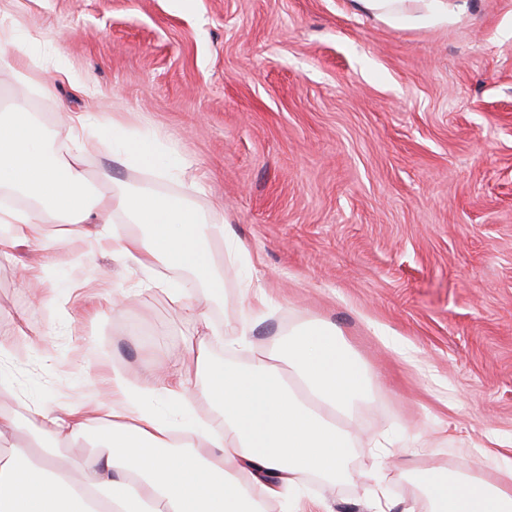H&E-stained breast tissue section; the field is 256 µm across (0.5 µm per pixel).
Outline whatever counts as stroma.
<instances>
[{
  "label": "stroma",
  "instance_id": "stroma-1",
  "mask_svg": "<svg viewBox=\"0 0 512 512\" xmlns=\"http://www.w3.org/2000/svg\"><path fill=\"white\" fill-rule=\"evenodd\" d=\"M87 85L28 86L0 70V105L24 91L44 128L65 113H121L160 149L181 155L204 213L224 219L254 261L268 307L248 321L237 267L224 298L188 318L142 272L78 234L64 260L43 265L36 245L0 264V331H25L7 361L20 395L50 405L113 368L169 361L206 326L216 361L250 325L256 348L319 319L336 325L371 378L354 415L360 443L344 478L305 477L334 512H368L382 482L409 498L407 463L472 467L488 480L484 448L512 442V0H448L444 25H405L355 0H0ZM90 176L110 169L132 186L179 195L183 185L119 164L100 145ZM38 267L39 293L15 286ZM127 289L118 306L68 318L74 294ZM56 298L46 306L43 295ZM401 448L377 461L385 431Z\"/></svg>",
  "mask_w": 512,
  "mask_h": 512
}]
</instances>
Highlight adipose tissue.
<instances>
[{"mask_svg": "<svg viewBox=\"0 0 512 512\" xmlns=\"http://www.w3.org/2000/svg\"><path fill=\"white\" fill-rule=\"evenodd\" d=\"M359 2L392 21H448V0ZM33 41L0 18V69L52 68L59 81L76 82L52 55H17ZM94 132L118 162L176 176L186 194L134 190L106 171L90 178L81 157ZM0 189L27 201L0 207V259H13L23 242L56 258L60 225L145 273L192 272L194 286L168 291L182 313H195L198 295H224L227 225L190 204L199 185L179 155L159 152L119 118L70 113L65 142L51 153L15 100L0 113ZM225 348L252 357L216 365L201 339L186 345L187 364L170 365L164 378L149 368L134 378L113 372L109 401L29 407L60 443L92 435L94 454L65 463L54 449L17 443L20 415L0 408V512H267L269 501L298 494L304 476L339 480L358 440L352 409L372 388L335 326L307 321L273 355L252 349L243 335ZM498 468L493 483L474 470L441 467L416 470L413 483L430 512H512V458H500Z\"/></svg>", "mask_w": 512, "mask_h": 512, "instance_id": "1", "label": "adipose tissue"}]
</instances>
